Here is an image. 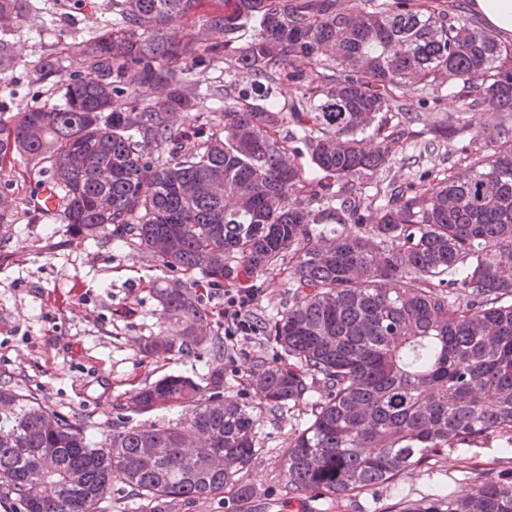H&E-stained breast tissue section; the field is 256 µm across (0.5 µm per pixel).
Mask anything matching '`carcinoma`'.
<instances>
[{
  "label": "carcinoma",
  "mask_w": 512,
  "mask_h": 512,
  "mask_svg": "<svg viewBox=\"0 0 512 512\" xmlns=\"http://www.w3.org/2000/svg\"><path fill=\"white\" fill-rule=\"evenodd\" d=\"M204 2L112 0V27L69 47L80 71L64 103L0 121V173L18 158L49 164L72 237L145 252L168 239L163 266L201 274L197 288L251 290L293 254L290 305L266 326L277 358L249 376L275 413L317 383L325 391L279 462L290 497L350 496L448 448L512 434V145L475 136L459 171L389 185L375 208L356 189L406 140L458 133L438 118L415 129L399 104L406 88L436 104L446 81L471 112H512V43L447 0L349 10L340 0H223L204 26L224 40L167 31ZM26 8L0 0V22ZM141 31L154 35L142 41ZM225 58L253 88L216 89L224 112L207 130L194 123L201 96L188 74ZM284 82L303 88L286 106L272 93ZM184 139L195 146L183 154ZM301 182L316 187L307 199L292 196ZM156 296L182 329L147 340L144 353L213 344L206 310L181 283ZM128 401L181 418L94 443L81 417L0 384V486L24 512H96L114 481L155 498L218 493L258 453L256 417L224 396L220 359L201 383L166 374ZM405 512H512V470Z\"/></svg>",
  "instance_id": "obj_1"
}]
</instances>
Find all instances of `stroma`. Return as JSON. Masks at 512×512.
<instances>
[{
	"mask_svg": "<svg viewBox=\"0 0 512 512\" xmlns=\"http://www.w3.org/2000/svg\"><path fill=\"white\" fill-rule=\"evenodd\" d=\"M111 22L112 0H29L21 17L0 27V42L14 58L13 67L0 70V119L10 121L26 108L59 102L63 82L77 67L65 65L61 74L42 80L36 74L40 62L49 55L66 57L71 43ZM188 78L206 94L197 121L209 128L216 127L224 109L223 99L209 96V89L222 86L238 93L251 87L229 59L193 69ZM399 103L408 116L444 119L458 134L434 144L422 138L402 143L385 171L361 182L360 194L377 202L388 183L412 182L425 171L447 176L450 168L460 167L464 143L493 132L487 113L464 111L461 101L448 95L432 110L413 90L401 93ZM45 176L43 165L23 159L12 173L0 176V187H7L13 199L7 219L0 221V382L17 385L59 412L79 414L97 442L115 429L175 420L173 410L137 412L126 394L167 373L201 380L214 361L208 348L153 357L141 351L147 337L177 331L155 291L180 279V272L132 247L71 239L60 216H44L28 205ZM290 266L281 261L258 277L250 307L254 323L287 310ZM201 304L209 312L208 336L221 342L225 393L249 403L256 415L259 453L239 484L216 494L151 499L116 482L97 512H402L438 495H464L489 475L512 469V439L494 435L471 447L448 449L412 474L345 499L289 498L278 462L289 437L308 423L312 405L305 400L270 412L248 379L262 361L273 360L275 347L262 332L225 338L223 287L202 294Z\"/></svg>",
	"mask_w": 512,
	"mask_h": 512,
	"instance_id": "stroma-1",
	"label": "stroma"
}]
</instances>
